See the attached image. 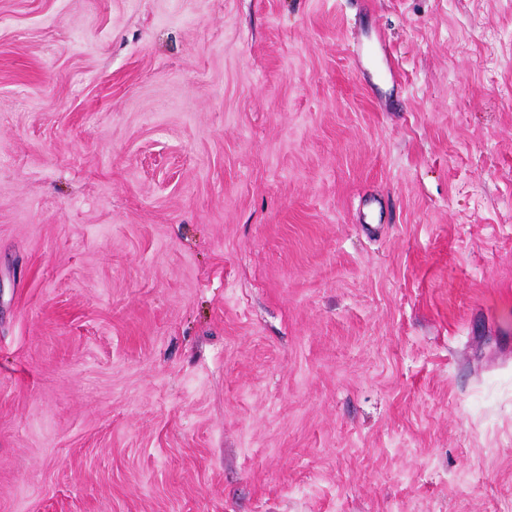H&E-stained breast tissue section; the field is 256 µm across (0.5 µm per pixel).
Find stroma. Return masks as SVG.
<instances>
[{"label":"stroma","mask_w":512,"mask_h":512,"mask_svg":"<svg viewBox=\"0 0 512 512\" xmlns=\"http://www.w3.org/2000/svg\"><path fill=\"white\" fill-rule=\"evenodd\" d=\"M512 0H0V512H512Z\"/></svg>","instance_id":"1"}]
</instances>
